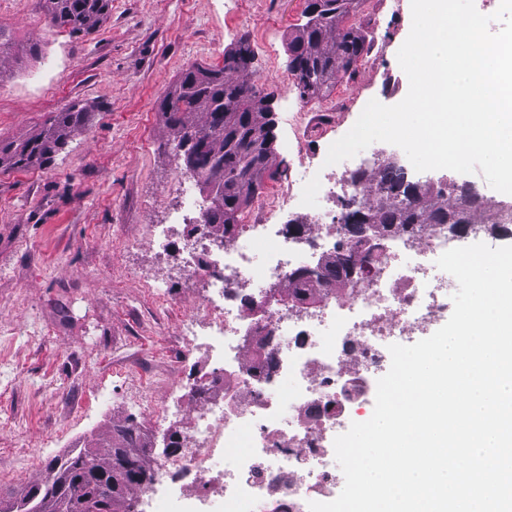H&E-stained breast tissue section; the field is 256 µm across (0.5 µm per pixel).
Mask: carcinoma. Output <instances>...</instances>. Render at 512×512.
Returning <instances> with one entry per match:
<instances>
[{
    "label": "carcinoma",
    "mask_w": 512,
    "mask_h": 512,
    "mask_svg": "<svg viewBox=\"0 0 512 512\" xmlns=\"http://www.w3.org/2000/svg\"><path fill=\"white\" fill-rule=\"evenodd\" d=\"M111 0H47L50 24L73 34L91 30L108 12ZM363 0H324L317 13L304 10V22L288 43V71L294 77L298 95L311 100L329 93L336 80L354 71L357 61L370 49L364 32L346 25ZM255 51L247 39L224 53L221 66L193 65L182 72L164 98L166 124L178 139V147L192 142L194 177L208 182L223 181L218 201L211 202L207 223L226 239L240 231L239 213L253 199L252 185L262 183L270 170L273 150L263 147V131L268 123L270 97L253 69ZM88 113L73 103L53 113L45 127L23 142L0 141V168L25 169L43 165L67 144L72 131L86 124ZM387 195L374 203H364L343 215V224L356 235L370 224L384 241L396 232L412 236L423 233L428 224L457 228L473 223L471 210L481 198L459 185L469 208L438 202L431 182L411 178L407 168L381 161ZM493 233L512 223V204L495 202ZM347 276L340 255L327 257L319 279L338 280ZM292 287L280 295L293 302L318 304L326 295L315 288L312 278L294 275ZM105 452L82 448L69 452L58 464H49L54 481L65 480L59 494H49L46 480L31 483L19 501L0 498V512H95L97 505L112 500V512H126L133 492L149 479L146 435L140 423L114 425L104 438Z\"/></svg>",
    "instance_id": "carcinoma-1"
}]
</instances>
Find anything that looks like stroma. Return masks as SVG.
<instances>
[{"instance_id":"35a3bbf8","label":"stroma","mask_w":512,"mask_h":512,"mask_svg":"<svg viewBox=\"0 0 512 512\" xmlns=\"http://www.w3.org/2000/svg\"><path fill=\"white\" fill-rule=\"evenodd\" d=\"M305 0H112L107 19L74 35L52 27L46 0H0V141L21 142L52 113L84 105L90 120L45 166L0 169V491L20 492L73 448H93L151 392L186 408L211 361L181 323L206 293L184 264L181 227L169 249L146 230L178 207L185 168L160 103L186 67L221 64L248 38L273 92L275 173L297 152L323 166L370 100L399 103L397 52L411 0H365L371 49L353 75L294 115L280 81ZM167 286L163 302L147 281ZM108 389L116 403L94 396Z\"/></svg>"}]
</instances>
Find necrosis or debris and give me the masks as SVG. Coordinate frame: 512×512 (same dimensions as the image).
Listing matches in <instances>:
<instances>
[{
  "label": "necrosis or debris",
  "mask_w": 512,
  "mask_h": 512,
  "mask_svg": "<svg viewBox=\"0 0 512 512\" xmlns=\"http://www.w3.org/2000/svg\"><path fill=\"white\" fill-rule=\"evenodd\" d=\"M180 205L170 221L191 227L187 267L208 291L191 311L183 335L200 338L214 363L200 379L178 454L155 459L152 481L136 490L140 507H152L170 482L206 502L224 495V512H309L316 496L337 487L334 439L375 399L377 381L391 365L392 344H406L452 310V293L435 262L463 237L431 225L421 236L388 238L360 280L337 282L336 293L318 307L298 312L272 303L261 326L273 362L263 377L246 373L252 350L242 341L251 320L249 304L273 285L288 286L292 274L317 259L350 252L362 259L340 223L345 205L372 202L380 181L361 183L355 170L320 177L311 166L285 174L270 202L257 203L240 234L222 248L211 244L208 203L193 183L177 185ZM299 198L309 206L295 213L309 249L297 248L276 212Z\"/></svg>",
  "instance_id": "obj_1"
}]
</instances>
